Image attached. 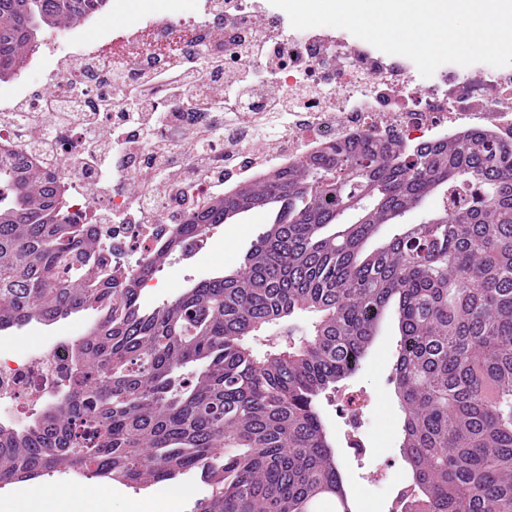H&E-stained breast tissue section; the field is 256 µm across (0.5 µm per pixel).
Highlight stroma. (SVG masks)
Masks as SVG:
<instances>
[{"label": "stroma", "mask_w": 512, "mask_h": 512, "mask_svg": "<svg viewBox=\"0 0 512 512\" xmlns=\"http://www.w3.org/2000/svg\"><path fill=\"white\" fill-rule=\"evenodd\" d=\"M193 6V0H123L120 12L104 10L84 22L82 31L85 39L92 43L102 38L108 27L141 25L150 18L176 20ZM271 218V213L259 212L237 216L231 224L225 225L223 235L213 240L207 256L211 274H227L239 268L246 250ZM88 319V314L82 312L49 325L33 322L20 329L1 331L0 353L17 356L43 349L60 336H82ZM315 321V314L299 312L289 319L264 325L248 336L247 342L260 355L287 351L302 338L312 335ZM397 341L393 319H385L359 372L322 394L318 407L332 446L339 451L343 445L336 430L341 423L338 410L343 398L354 395L368 400L372 415L366 432L372 452L380 461L394 459L396 472L405 475L409 469L402 454L403 412L392 383ZM340 469L352 494V512H387V489L372 483L367 468L347 458L341 460Z\"/></svg>", "instance_id": "1"}]
</instances>
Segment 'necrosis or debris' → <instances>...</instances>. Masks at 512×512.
Segmentation results:
<instances>
[{"mask_svg": "<svg viewBox=\"0 0 512 512\" xmlns=\"http://www.w3.org/2000/svg\"><path fill=\"white\" fill-rule=\"evenodd\" d=\"M438 127L511 138L512 71L449 63L418 84L410 62H385L363 42L285 32L260 0H197L179 22L81 44L22 95L0 98V147L68 171V211L113 226L112 263L128 269L217 177L352 136L423 144ZM72 356L63 338L0 359V406L56 397Z\"/></svg>", "mask_w": 512, "mask_h": 512, "instance_id": "obj_1", "label": "necrosis or debris"}]
</instances>
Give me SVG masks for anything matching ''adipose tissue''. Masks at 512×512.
Wrapping results in <instances>:
<instances>
[{
  "instance_id": "obj_1",
  "label": "adipose tissue",
  "mask_w": 512,
  "mask_h": 512,
  "mask_svg": "<svg viewBox=\"0 0 512 512\" xmlns=\"http://www.w3.org/2000/svg\"><path fill=\"white\" fill-rule=\"evenodd\" d=\"M111 491L104 486L74 494L59 488H44L32 484L23 486L13 497L0 502V512H58V501L74 499V512H108Z\"/></svg>"
}]
</instances>
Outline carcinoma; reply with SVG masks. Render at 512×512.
I'll list each match as a JSON object with an SVG mask.
<instances>
[{"label":"carcinoma","mask_w":512,"mask_h":512,"mask_svg":"<svg viewBox=\"0 0 512 512\" xmlns=\"http://www.w3.org/2000/svg\"><path fill=\"white\" fill-rule=\"evenodd\" d=\"M107 0H0V82L36 32ZM63 176L0 153V331L92 311L65 393L33 424L0 425V483L85 470L151 486L204 471L193 512H351L317 407L355 375L390 313L395 394L414 493L403 512H512V141L492 128L426 144L323 143L194 201L137 268L60 200ZM444 191L420 224L401 219ZM274 212L236 271L146 309L141 284L185 241ZM385 224L398 233L369 246ZM311 338L257 357L247 336L295 312Z\"/></svg>","instance_id":"carcinoma-1"}]
</instances>
